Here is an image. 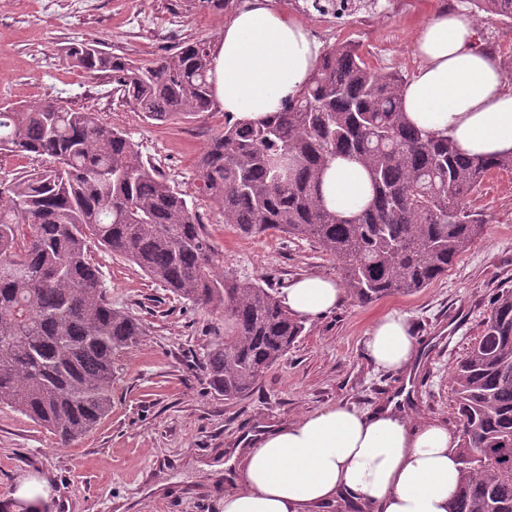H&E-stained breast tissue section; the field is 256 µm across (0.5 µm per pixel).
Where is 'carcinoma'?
<instances>
[{
  "label": "carcinoma",
  "mask_w": 512,
  "mask_h": 512,
  "mask_svg": "<svg viewBox=\"0 0 512 512\" xmlns=\"http://www.w3.org/2000/svg\"><path fill=\"white\" fill-rule=\"evenodd\" d=\"M512 24V0H467ZM74 66L112 77L155 121L212 111V53L184 41L148 64L99 40L66 48ZM397 71L370 66L359 45L323 49L303 92L270 118L227 116L198 160L199 193L241 235L314 240L340 263L342 285L367 304L428 287L483 234L469 199L512 155L458 150L444 133L406 121ZM49 161L0 183V405L66 446L112 409V356L137 347L144 325L120 308L90 246L137 265L197 305L224 308V336L207 353L211 387L226 400L253 391L305 330L272 289L218 278L214 251L185 196L144 163L133 142L88 109L57 99L0 108V154ZM357 159L373 197L347 217L319 196L329 160ZM452 382L461 461L449 512H512V290L497 295L479 341Z\"/></svg>",
  "instance_id": "1"
}]
</instances>
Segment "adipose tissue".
Instances as JSON below:
<instances>
[{
	"label": "adipose tissue",
	"mask_w": 512,
	"mask_h": 512,
	"mask_svg": "<svg viewBox=\"0 0 512 512\" xmlns=\"http://www.w3.org/2000/svg\"><path fill=\"white\" fill-rule=\"evenodd\" d=\"M414 51L421 64L401 91L407 121L447 132L469 154H512V83L496 54L480 46L473 18L440 7L417 32ZM319 57V44L275 0H248L214 45L213 98L233 120L263 121L296 98ZM321 194L331 210L357 211L371 199L365 168L330 159ZM343 298L338 281L318 274L301 276L281 295L290 312L311 319ZM364 347L377 368L393 373L409 371L420 349L406 315L396 311L372 324ZM456 444L446 424L339 402L237 449L224 512H317L341 496L369 512H448L460 482Z\"/></svg>",
	"instance_id": "1"
}]
</instances>
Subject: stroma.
<instances>
[{"mask_svg":"<svg viewBox=\"0 0 512 512\" xmlns=\"http://www.w3.org/2000/svg\"><path fill=\"white\" fill-rule=\"evenodd\" d=\"M327 47L359 43L366 61L412 77L420 61L412 41L440 6L465 0H399L367 23L342 19L295 0H277ZM228 12L199 0H0V105L57 99L95 110L125 133L145 162L185 194L211 239L216 273L282 291L301 275L338 277L336 259L310 239L239 235L219 208L199 195L197 161L224 127L216 109L188 121L143 117L110 80L89 76L65 57L75 41L95 38L109 51L149 62L178 42L215 44ZM471 203L487 216L483 236L428 288L370 304L344 298L305 323L279 364L246 398L224 400L202 367L224 327V313L197 306L152 282L136 265L100 248L99 265L113 306L146 327L142 343L112 360V411L67 448L14 409L0 405V512H223L230 486L224 464L266 428L339 402L369 409L402 385L365 356L364 339L379 316L409 314L423 346L412 413L458 431L452 372L479 340L492 298L512 290V172L487 176Z\"/></svg>","mask_w":512,"mask_h":512,"instance_id":"stroma-1","label":"stroma"}]
</instances>
